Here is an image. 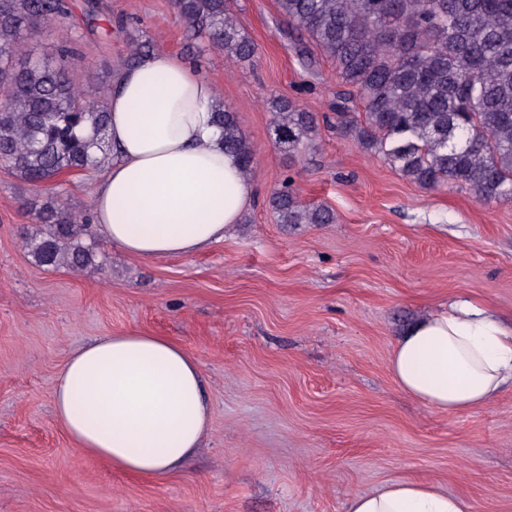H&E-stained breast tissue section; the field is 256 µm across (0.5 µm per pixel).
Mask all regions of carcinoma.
Masks as SVG:
<instances>
[{
    "label": "carcinoma",
    "instance_id": "obj_1",
    "mask_svg": "<svg viewBox=\"0 0 512 512\" xmlns=\"http://www.w3.org/2000/svg\"><path fill=\"white\" fill-rule=\"evenodd\" d=\"M189 38L252 64L258 47L228 11L227 0H173ZM299 33V53L332 61L350 87L336 103V131L383 154L408 182L434 191L453 185L480 201H512V0H277ZM67 15L65 0H0V163L23 182L48 186L76 170L102 166L108 95L78 89L77 40L61 38L51 55L22 54L26 40ZM363 107L362 114L354 105ZM272 135L289 156L310 148L319 119L296 101L274 96ZM213 123L224 150L250 176L253 149L237 114L215 101ZM268 204L279 224H333L325 205L303 203L286 177ZM30 240L41 266L82 269L94 262L83 245L89 225L58 201L38 212Z\"/></svg>",
    "mask_w": 512,
    "mask_h": 512
}]
</instances>
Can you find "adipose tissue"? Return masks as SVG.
<instances>
[{"label": "adipose tissue", "instance_id": "obj_1", "mask_svg": "<svg viewBox=\"0 0 512 512\" xmlns=\"http://www.w3.org/2000/svg\"><path fill=\"white\" fill-rule=\"evenodd\" d=\"M216 88L158 48L122 70L109 99L118 154L98 183L94 220L137 258L191 255L239 223L254 185L211 123ZM401 390L441 412H469L512 388V327L489 307L458 299L417 320L389 360ZM58 423L77 452L147 476L175 471L210 420L202 373L182 346L131 330L70 354L53 384ZM345 512H472L467 497L414 479L350 497Z\"/></svg>", "mask_w": 512, "mask_h": 512}]
</instances>
